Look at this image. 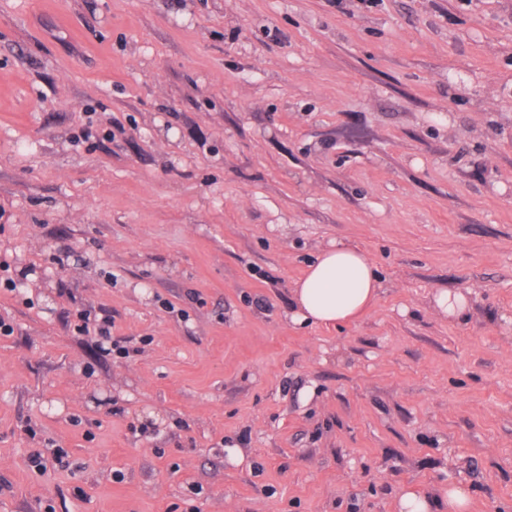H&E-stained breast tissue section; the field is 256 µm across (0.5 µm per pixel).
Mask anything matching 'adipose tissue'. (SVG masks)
<instances>
[{"label": "adipose tissue", "instance_id": "1", "mask_svg": "<svg viewBox=\"0 0 512 512\" xmlns=\"http://www.w3.org/2000/svg\"><path fill=\"white\" fill-rule=\"evenodd\" d=\"M380 281L368 257L339 243L321 251L292 288V319L300 324L334 325L373 306Z\"/></svg>", "mask_w": 512, "mask_h": 512}]
</instances>
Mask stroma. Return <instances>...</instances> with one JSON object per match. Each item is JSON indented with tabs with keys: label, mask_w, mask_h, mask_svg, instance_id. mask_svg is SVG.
<instances>
[{
	"label": "stroma",
	"mask_w": 512,
	"mask_h": 512,
	"mask_svg": "<svg viewBox=\"0 0 512 512\" xmlns=\"http://www.w3.org/2000/svg\"><path fill=\"white\" fill-rule=\"evenodd\" d=\"M7 277L0 512H512V0H0ZM380 281L368 257L345 243L321 251L292 288V319L300 324L334 325L373 306ZM437 306L447 313L448 318H458L469 308L470 301L467 296L460 293H441L436 299ZM94 331L98 337L99 349L104 356L112 355L114 350L122 355L129 354L127 347L119 345L120 341L112 340V320L110 318H101L96 324ZM446 495L448 512H471L470 489L465 484H449ZM430 508V498L412 489L402 492L398 500V510L400 512H430Z\"/></svg>",
	"instance_id": "1"
}]
</instances>
